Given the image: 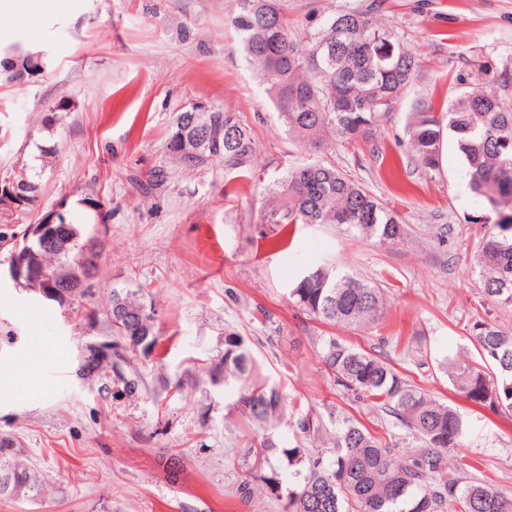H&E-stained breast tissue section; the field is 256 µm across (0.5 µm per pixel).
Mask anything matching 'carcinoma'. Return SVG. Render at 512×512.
<instances>
[{
  "mask_svg": "<svg viewBox=\"0 0 512 512\" xmlns=\"http://www.w3.org/2000/svg\"><path fill=\"white\" fill-rule=\"evenodd\" d=\"M289 0H237L234 23L247 60L259 72L281 126L310 154H323L332 142L353 144L368 138L384 112L394 109L415 81L419 56L397 29L382 21L384 0H364L333 13L313 11L298 31L288 15ZM42 70L30 55L7 67L10 79ZM512 77L502 73L491 84L461 90L444 112L430 101L414 106L407 124L410 148L422 174L440 167L439 145L444 132L456 139L465 178L476 199L494 216L493 231L477 247L475 266L486 296L512 306ZM193 104L176 113L166 142L167 166L154 171L152 182L167 181L168 168L205 175L222 164L241 173L249 169L255 151L252 130L234 111L208 105L191 112ZM212 129L210 138L193 145L189 156L176 140L195 138L192 122ZM272 201L264 224H331L346 233L383 243L403 239L399 216L377 196L326 158L303 162L287 170L271 187ZM88 241L85 225L73 224V241L44 246L15 240L10 250L28 247L38 253V265L49 271H80ZM297 304L327 325L363 329L384 313L382 289L333 266L305 271L291 289ZM142 312L146 341L131 337V325L118 317ZM112 335L133 352L151 354L157 346L154 308L135 291L112 290L106 311ZM471 341L481 361L465 363L448 357L446 366L454 389L469 403L494 410H512V333L477 320ZM99 361L97 373L115 372L128 394L138 392L141 377L127 376L113 354ZM323 359L336 382L358 401L384 409L421 441L415 456L405 461L393 448L350 417L336 419L333 447L317 453L295 446L282 453L288 460V487L276 470L262 477L273 492L286 489L285 512H512V499L477 479L462 483L449 462L466 428L464 416L411 384L386 360L334 337L324 343ZM224 384H242L238 400L248 421L267 427L284 417L278 388L256 374L246 340L224 334V357L211 369ZM299 439L319 433V422L299 414L289 422ZM253 465H271L277 444L267 437ZM8 468L24 488L22 498L36 502L45 492L42 480L12 448L0 440V469Z\"/></svg>",
  "mask_w": 512,
  "mask_h": 512,
  "instance_id": "obj_1",
  "label": "carcinoma"
}]
</instances>
